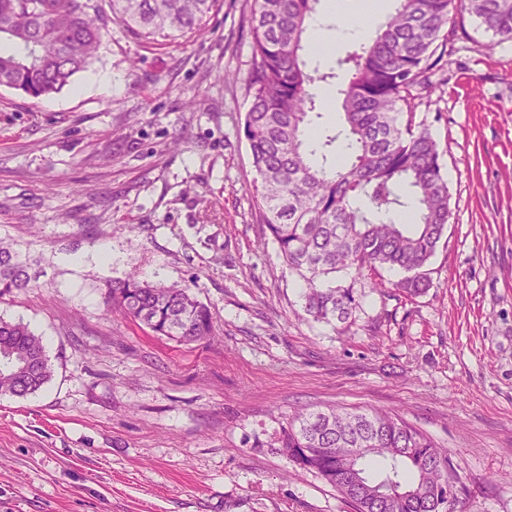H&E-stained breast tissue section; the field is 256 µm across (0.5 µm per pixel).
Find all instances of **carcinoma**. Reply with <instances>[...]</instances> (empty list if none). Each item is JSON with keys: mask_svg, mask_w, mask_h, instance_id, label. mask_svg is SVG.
<instances>
[{"mask_svg": "<svg viewBox=\"0 0 512 512\" xmlns=\"http://www.w3.org/2000/svg\"><path fill=\"white\" fill-rule=\"evenodd\" d=\"M318 0H253L251 64L244 78V135L256 174L261 222L303 282L304 311L344 322L359 306L336 274L400 271L409 298L431 283L425 267L451 218L443 153L416 109L441 90L435 71L455 36L453 14L474 16L501 42L512 41V0H395L376 36L323 71L303 58ZM218 0H109L112 21L146 46L197 36ZM108 34L98 0H0V87L35 99L59 92L87 69ZM336 84L342 123L311 146L306 131L322 118L313 89ZM406 220L397 224L391 215ZM28 257L0 246V296L30 285ZM117 307L154 335L183 344L213 332L208 307L187 286L130 276L112 283ZM0 394L23 397L51 377L41 337L0 318ZM288 458L319 474L354 512H433L417 485L464 483L448 454L398 415L336 408L303 413L282 439Z\"/></svg>", "mask_w": 512, "mask_h": 512, "instance_id": "carcinoma-1", "label": "carcinoma"}]
</instances>
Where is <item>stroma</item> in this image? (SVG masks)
I'll return each mask as SVG.
<instances>
[{
	"label": "stroma",
	"instance_id": "obj_1",
	"mask_svg": "<svg viewBox=\"0 0 512 512\" xmlns=\"http://www.w3.org/2000/svg\"><path fill=\"white\" fill-rule=\"evenodd\" d=\"M251 3L220 0L204 37L148 49L110 23L60 92L0 87V238L32 258L0 317L53 369L0 396V512H352L281 448L296 413L332 406L398 414L447 450L461 512H512V42L456 15L442 93L420 107L452 211L430 288L340 274L359 306L328 324L249 192L243 85L215 79L249 69ZM132 273L189 285L210 339L106 314Z\"/></svg>",
	"mask_w": 512,
	"mask_h": 512
}]
</instances>
